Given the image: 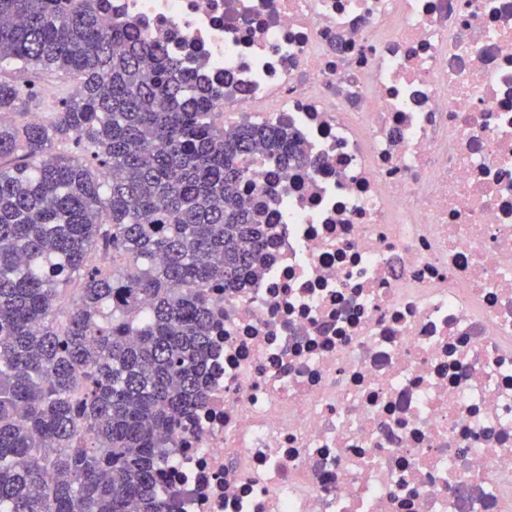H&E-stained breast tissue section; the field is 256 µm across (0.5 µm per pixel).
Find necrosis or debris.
<instances>
[{"instance_id": "4bbe7bcc", "label": "necrosis or debris", "mask_w": 512, "mask_h": 512, "mask_svg": "<svg viewBox=\"0 0 512 512\" xmlns=\"http://www.w3.org/2000/svg\"><path fill=\"white\" fill-rule=\"evenodd\" d=\"M305 160L167 448L174 512H512V0H112Z\"/></svg>"}]
</instances>
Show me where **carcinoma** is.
Here are the masks:
<instances>
[{"label": "carcinoma", "mask_w": 512, "mask_h": 512, "mask_svg": "<svg viewBox=\"0 0 512 512\" xmlns=\"http://www.w3.org/2000/svg\"><path fill=\"white\" fill-rule=\"evenodd\" d=\"M106 14L0 0V67L76 80L47 118L0 122V512H170L159 462L203 399L210 289L238 288L268 244L241 161L300 154L281 125L224 137L221 92ZM39 104L0 80V114ZM102 249L125 271H99Z\"/></svg>", "instance_id": "cac0c4a2"}]
</instances>
